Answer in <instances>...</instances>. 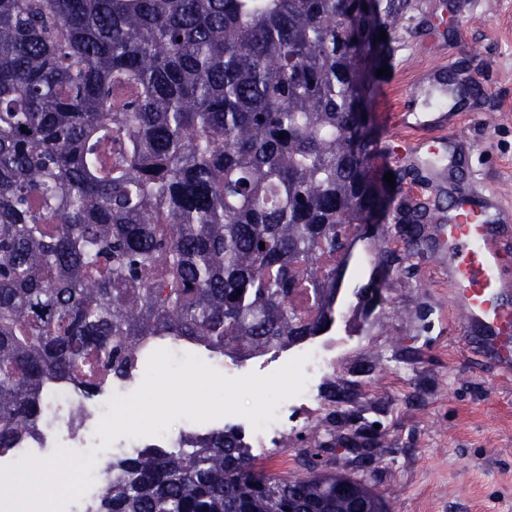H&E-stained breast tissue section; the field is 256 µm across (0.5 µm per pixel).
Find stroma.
<instances>
[{
	"label": "stroma",
	"instance_id": "obj_1",
	"mask_svg": "<svg viewBox=\"0 0 512 512\" xmlns=\"http://www.w3.org/2000/svg\"><path fill=\"white\" fill-rule=\"evenodd\" d=\"M390 36L391 75L381 76L368 102L378 141L397 136L388 112L423 73L455 78L459 121L451 136L462 150L452 168L421 160L368 161L375 174L413 166L443 198L476 190L512 210V0H404ZM377 232L399 256L383 301L358 315L357 291L373 277L369 242L358 243L346 271L330 329L342 340L336 368L323 383L324 404L310 428L288 435L287 447L257 448L267 473H305L309 464L365 480L390 512H512V375L473 346L453 299L438 228L422 227L406 249L394 212Z\"/></svg>",
	"mask_w": 512,
	"mask_h": 512
}]
</instances>
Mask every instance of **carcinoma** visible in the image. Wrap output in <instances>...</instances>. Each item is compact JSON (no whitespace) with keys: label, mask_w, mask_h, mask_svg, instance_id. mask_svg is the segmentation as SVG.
Listing matches in <instances>:
<instances>
[{"label":"carcinoma","mask_w":512,"mask_h":512,"mask_svg":"<svg viewBox=\"0 0 512 512\" xmlns=\"http://www.w3.org/2000/svg\"><path fill=\"white\" fill-rule=\"evenodd\" d=\"M398 0H0V454L47 381L84 402L169 337L225 356L334 323L395 196L367 112ZM265 248H260V243ZM304 292L313 312L295 306ZM98 512H388L350 475L259 469L239 433L112 460Z\"/></svg>","instance_id":"1"}]
</instances>
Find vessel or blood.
<instances>
[{"label": "vessel or blood", "mask_w": 512, "mask_h": 512, "mask_svg": "<svg viewBox=\"0 0 512 512\" xmlns=\"http://www.w3.org/2000/svg\"><path fill=\"white\" fill-rule=\"evenodd\" d=\"M391 121L407 130L380 147L395 160L419 156L421 141L415 133L421 129L447 145L452 114L443 104L431 112L400 110L392 113ZM504 222H512L511 211L469 197L444 215L440 233L448 252L454 307L465 326L478 330L483 346L498 357L507 374L512 372V287L502 282L500 270L512 260V253L495 233L496 224Z\"/></svg>", "instance_id": "b4317fda"}]
</instances>
